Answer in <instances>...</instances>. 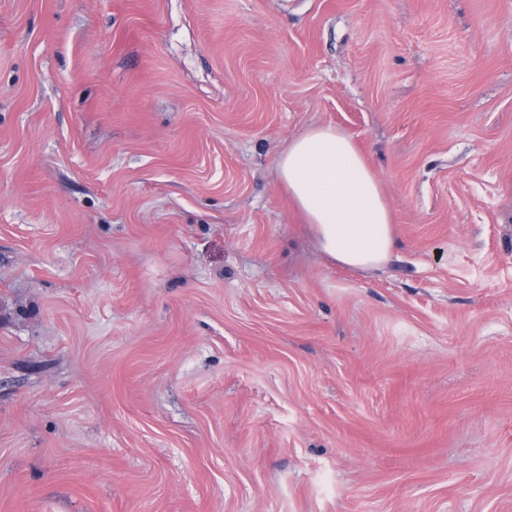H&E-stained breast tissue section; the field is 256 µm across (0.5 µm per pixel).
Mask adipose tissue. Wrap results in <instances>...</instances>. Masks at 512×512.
<instances>
[{
	"mask_svg": "<svg viewBox=\"0 0 512 512\" xmlns=\"http://www.w3.org/2000/svg\"><path fill=\"white\" fill-rule=\"evenodd\" d=\"M276 175L329 258L364 271L390 259L396 248L390 206L344 131L308 128L280 152Z\"/></svg>",
	"mask_w": 512,
	"mask_h": 512,
	"instance_id": "ef3b65f1",
	"label": "adipose tissue"
}]
</instances>
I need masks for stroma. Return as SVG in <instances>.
<instances>
[{
  "label": "stroma",
  "instance_id": "obj_1",
  "mask_svg": "<svg viewBox=\"0 0 512 512\" xmlns=\"http://www.w3.org/2000/svg\"><path fill=\"white\" fill-rule=\"evenodd\" d=\"M0 512H512V0H0ZM276 175L329 258L364 271L390 259L396 248L390 206L344 131L311 126L280 152Z\"/></svg>",
  "mask_w": 512,
  "mask_h": 512
}]
</instances>
